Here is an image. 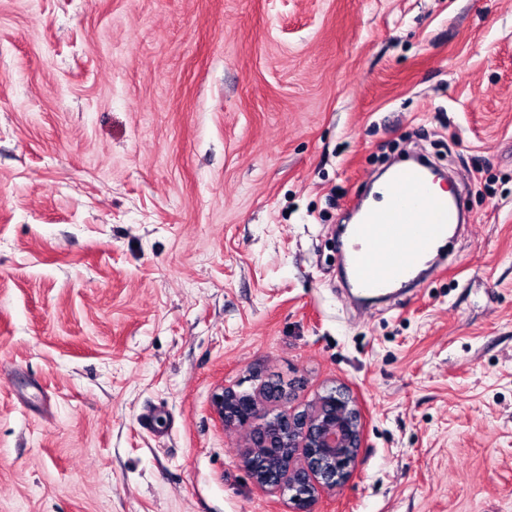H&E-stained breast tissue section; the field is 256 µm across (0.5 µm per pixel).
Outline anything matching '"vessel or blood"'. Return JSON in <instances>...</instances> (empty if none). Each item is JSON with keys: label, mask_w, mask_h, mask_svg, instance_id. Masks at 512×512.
<instances>
[{"label": "vessel or blood", "mask_w": 512, "mask_h": 512, "mask_svg": "<svg viewBox=\"0 0 512 512\" xmlns=\"http://www.w3.org/2000/svg\"><path fill=\"white\" fill-rule=\"evenodd\" d=\"M376 196L378 206L354 204L362 215L350 227L343 264L350 287L378 296L432 255L461 211L459 200L435 190L423 163L400 167Z\"/></svg>", "instance_id": "obj_1"}]
</instances>
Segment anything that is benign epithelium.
I'll return each mask as SVG.
<instances>
[{"instance_id":"7a95c632","label":"benign epithelium","mask_w":512,"mask_h":512,"mask_svg":"<svg viewBox=\"0 0 512 512\" xmlns=\"http://www.w3.org/2000/svg\"><path fill=\"white\" fill-rule=\"evenodd\" d=\"M213 406L226 426L250 429L244 465L262 488L289 492L293 512H313L321 491H333L357 470L361 418L349 394L332 390L312 413L259 414L256 401L226 388Z\"/></svg>"}]
</instances>
